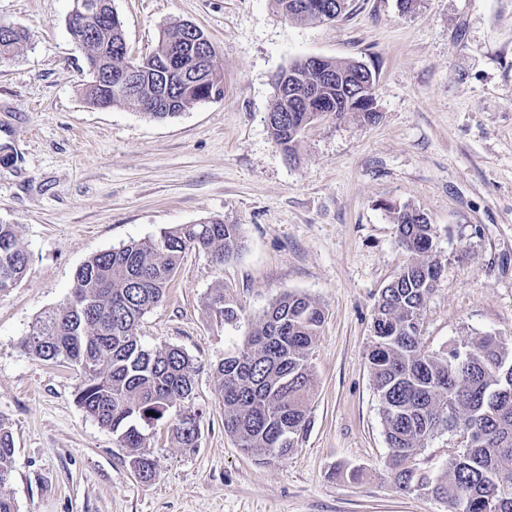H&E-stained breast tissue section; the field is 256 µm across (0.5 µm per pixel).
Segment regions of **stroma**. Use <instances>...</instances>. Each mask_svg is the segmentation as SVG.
<instances>
[{"label": "stroma", "mask_w": 512, "mask_h": 512, "mask_svg": "<svg viewBox=\"0 0 512 512\" xmlns=\"http://www.w3.org/2000/svg\"><path fill=\"white\" fill-rule=\"evenodd\" d=\"M73 5L0 0V23L27 33L0 61V224L16 225L28 254L24 278L0 295V416L15 442L4 491L18 512H448L391 482L367 351L380 292L407 261L392 205L434 230L442 274L422 311L425 346L512 340V0H415L408 12L400 0H348L328 23L286 19L274 0H112L136 55L183 22L216 49L223 99L163 120L86 103ZM311 56L375 68L379 117H324L291 162L267 113L277 75ZM210 217L241 225L243 249L219 267L188 251L138 328L145 347L192 357L201 437L178 447L158 421V475L144 482L78 405V368L21 341L90 257ZM219 280L239 309L233 328L204 306ZM288 292L325 310L310 423L287 458L263 463L224 431L216 367ZM352 467L361 482L338 476Z\"/></svg>", "instance_id": "obj_1"}]
</instances>
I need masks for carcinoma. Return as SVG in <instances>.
Instances as JSON below:
<instances>
[{
    "label": "carcinoma",
    "mask_w": 512,
    "mask_h": 512,
    "mask_svg": "<svg viewBox=\"0 0 512 512\" xmlns=\"http://www.w3.org/2000/svg\"><path fill=\"white\" fill-rule=\"evenodd\" d=\"M275 3L288 19L317 20L302 7L305 0ZM184 37L183 24L164 29L151 67L161 65ZM93 38L104 49L101 70L124 67L120 20L112 18L95 29ZM23 40L21 31L0 26V60ZM208 48L201 83L177 79L160 98L150 77L132 95H118L101 80L84 87V99L95 108L130 105L159 119L192 103L221 99V67L213 45ZM291 68L301 76L294 97L274 100L271 110L280 112L282 120L269 124L274 143L287 156L296 155L303 130L322 111L357 114L369 122L379 118L336 82L323 81L328 74L352 71L354 62L325 60L310 71L298 61ZM392 219L409 259L380 293L367 353L390 448L385 466L397 488H426L448 503V512H512V344L490 335L450 341L437 350L424 347L421 312L441 274L432 226L410 208L393 212ZM242 239V225L208 218L94 255L77 270L67 299L38 318L22 340L23 349L42 361L79 367L77 403L117 436L144 482L157 475L154 460L144 451L150 440L145 427L167 419L171 439L181 448H196L200 420L193 403L196 367L191 357L176 347H144L137 326L163 299L186 251L205 252L222 265L240 251ZM27 264L16 225L0 224V294L23 278ZM204 306L222 325L239 320L222 283L209 289ZM323 322L319 303L288 293L263 312L246 342L217 366L224 431L246 455L259 461L283 458L306 431L312 395L309 354ZM457 428L469 435L468 442L448 452L440 473H418V451L437 436L455 435ZM14 452L10 425L0 417V512H17L14 500L1 492L14 471Z\"/></svg>",
    "instance_id": "cac0c4a2"
}]
</instances>
